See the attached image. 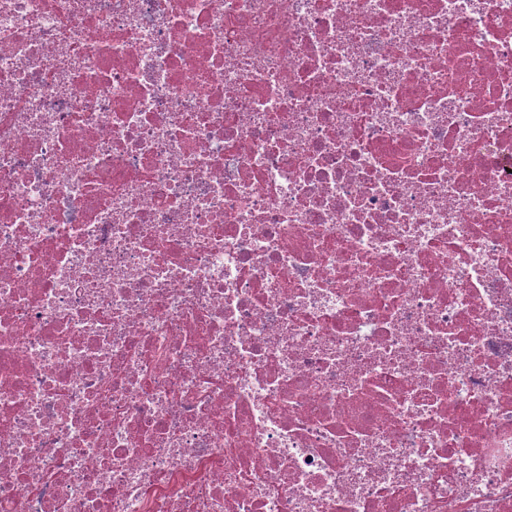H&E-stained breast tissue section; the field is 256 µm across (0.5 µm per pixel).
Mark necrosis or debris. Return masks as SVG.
I'll list each match as a JSON object with an SVG mask.
<instances>
[{"mask_svg": "<svg viewBox=\"0 0 512 512\" xmlns=\"http://www.w3.org/2000/svg\"><path fill=\"white\" fill-rule=\"evenodd\" d=\"M0 512H512V0H0Z\"/></svg>", "mask_w": 512, "mask_h": 512, "instance_id": "necrosis-or-debris-1", "label": "necrosis or debris"}]
</instances>
